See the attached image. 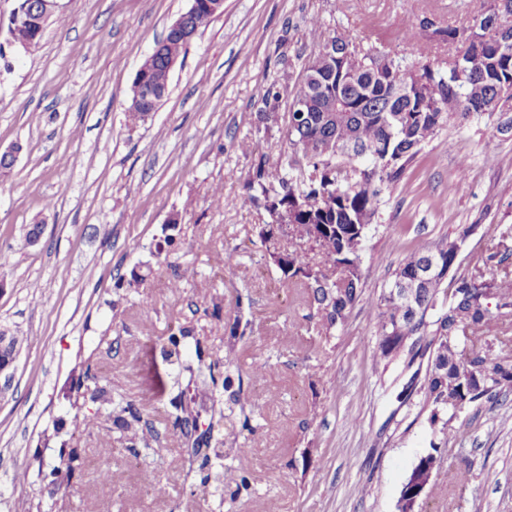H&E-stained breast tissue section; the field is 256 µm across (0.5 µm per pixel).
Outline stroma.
<instances>
[{
	"label": "stroma",
	"mask_w": 512,
	"mask_h": 512,
	"mask_svg": "<svg viewBox=\"0 0 512 512\" xmlns=\"http://www.w3.org/2000/svg\"><path fill=\"white\" fill-rule=\"evenodd\" d=\"M482 0H224V13L192 42L167 96L144 123L126 118L129 89L144 58L189 0H59L35 52L0 57V152L21 143L0 175V331L19 337L9 388L0 391V512H398L406 479L439 451L432 488L416 512H512V393L498 404L458 413L453 438L432 432L417 406L395 395L409 375L390 368L375 379L369 304L386 288L405 249L418 239L461 238L462 269L496 246V224H512V132L486 121L452 129L451 151L430 143L381 202L363 259L362 302L333 336L322 335L304 291L281 288L268 272L255 227L266 216L246 199L258 152H286L283 124L264 127L266 87L299 77L325 34L348 28L356 41H396L409 19L439 26L467 18ZM493 140L497 159L482 145ZM222 187L226 205L209 197ZM181 248L158 256L155 239L171 215ZM32 224L44 227L25 246ZM471 234H464V227ZM237 267L215 274L225 250ZM138 274L135 288L113 277ZM183 286L174 292L172 279ZM149 295L150 310L139 300ZM252 302V326L238 342V366H273L263 386L244 381L247 413L224 415V483L246 472L249 490L192 493L208 467L184 464L164 410L175 368L159 342L189 321L212 357L225 354L224 327L235 300ZM220 317L208 315L212 304ZM122 374L124 393L156 438L131 459L107 415L70 439L76 387L88 362ZM256 427L248 436V427ZM251 453L241 456L244 437ZM81 466L67 491L49 494L43 472L60 466L63 441ZM108 467L102 477L99 467ZM153 468L165 488L144 490ZM469 469L460 485L457 474Z\"/></svg>",
	"instance_id": "obj_1"
}]
</instances>
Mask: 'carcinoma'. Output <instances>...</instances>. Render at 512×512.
I'll return each instance as SVG.
<instances>
[{
	"mask_svg": "<svg viewBox=\"0 0 512 512\" xmlns=\"http://www.w3.org/2000/svg\"><path fill=\"white\" fill-rule=\"evenodd\" d=\"M209 2L198 0L196 14L188 19L191 28L202 31L210 25ZM495 2L483 0L473 16L436 31L455 48L445 61L430 59L418 45L421 35L412 20L394 44L377 38L364 46L344 30L321 39V47L332 42V54L315 52L305 65L309 73L296 80L292 101H307V111L302 121L288 122L285 136L290 153L253 160L247 200L269 218L256 226L266 266L283 286L305 289L306 318L318 319L322 334L332 335L363 300L361 266L367 230L383 196L405 176L424 146L473 119L492 122L499 132L512 129V117L500 110L512 99V10L498 14ZM161 43L149 71L135 77L130 99L143 96L145 86L168 89V62L184 57L188 44L170 34ZM411 70L420 72L424 91L408 96L402 88ZM281 98L275 80L263 96V121L278 123ZM495 230L500 242L481 256L478 271L456 272L448 279L417 286V313L393 295L391 286L372 302L376 347L371 374L380 378L394 363L405 370L418 366L396 399L405 405L413 395H420V412L428 413L433 432L450 438L456 432L458 405H480L512 391V356L498 354L491 341L465 356L459 351L461 337L488 326L492 311L512 314V282L497 273L512 257V248L505 245L512 241V224H498ZM280 237L301 244L288 252L285 266L270 251V243ZM304 244L318 251L320 263L307 259ZM459 251L457 238L445 237L431 246L417 242L399 262L394 280L412 277L436 258L455 268ZM236 307L222 372L216 363L206 361L191 325L180 323L161 340L163 359L178 364L166 406L168 421L190 458L211 442H221L222 396L227 393L239 403L240 389L234 385L242 377L235 340L246 334L251 320L244 318L242 299L236 300ZM191 343L195 359L186 361L183 353ZM185 373L200 382L211 404L208 428L201 433L196 406L184 398L181 388ZM83 377L93 386L81 393L70 433L82 430L86 421L82 410L91 404L96 416L108 412L112 425L125 434L130 452L137 455L139 449L149 447L153 427L125 399L123 384L99 375L90 363ZM77 460L76 450L69 449L66 470L52 469L46 475L48 484L59 487L63 472H71Z\"/></svg>",
	"mask_w": 512,
	"mask_h": 512,
	"instance_id": "obj_1",
	"label": "carcinoma"
}]
</instances>
